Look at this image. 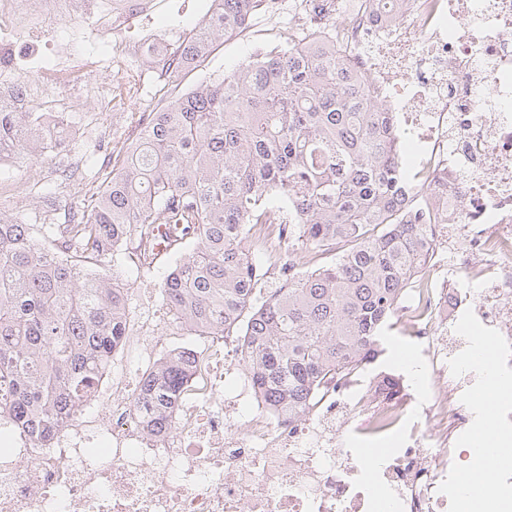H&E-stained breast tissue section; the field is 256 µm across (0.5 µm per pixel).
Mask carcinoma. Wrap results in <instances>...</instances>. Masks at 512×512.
I'll list each match as a JSON object with an SVG mask.
<instances>
[{"instance_id": "obj_1", "label": "carcinoma", "mask_w": 512, "mask_h": 512, "mask_svg": "<svg viewBox=\"0 0 512 512\" xmlns=\"http://www.w3.org/2000/svg\"><path fill=\"white\" fill-rule=\"evenodd\" d=\"M259 3L214 0L178 62L204 66ZM47 135L37 112H0V147L17 156L49 152ZM111 156L77 221L0 213V416L36 442L53 438L111 366L129 334L118 257L150 272L159 226L183 251L159 289L170 326L240 337L254 383L288 420L384 351L437 217L416 205L430 186L407 174L395 116L332 35L290 38L167 98ZM266 253L288 263L264 268ZM305 254L331 260L308 269ZM276 268L288 276L268 290L262 280ZM190 381L185 358L157 364L138 417L170 426Z\"/></svg>"}]
</instances>
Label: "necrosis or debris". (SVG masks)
Listing matches in <instances>:
<instances>
[{
  "instance_id": "1",
  "label": "necrosis or debris",
  "mask_w": 512,
  "mask_h": 512,
  "mask_svg": "<svg viewBox=\"0 0 512 512\" xmlns=\"http://www.w3.org/2000/svg\"><path fill=\"white\" fill-rule=\"evenodd\" d=\"M157 0H0V112H49L65 170L82 128L70 99L112 109L88 44L142 58L157 29L127 38ZM386 0H311L306 27L336 36L348 63L369 78L415 147L413 172L442 216L423 276L396 312L414 334L437 392L404 375L352 373L329 386L302 420L270 411L252 384L239 338L211 337L189 351L195 383L171 428L148 431L135 415L140 385L102 377L97 412L71 413L49 447L0 418V512H459L458 476L486 462L473 432L488 426L512 447V390L491 415L473 398L512 386V0H409L390 18ZM464 241L465 279L442 275L439 257ZM494 345L478 360L476 337ZM248 405L246 428L227 410ZM398 445L373 461L356 439Z\"/></svg>"
}]
</instances>
